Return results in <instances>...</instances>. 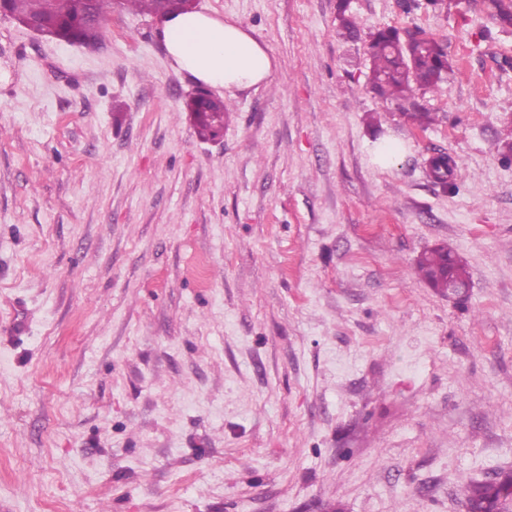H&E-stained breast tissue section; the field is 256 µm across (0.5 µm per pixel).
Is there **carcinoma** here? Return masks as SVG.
<instances>
[{"label": "carcinoma", "mask_w": 512, "mask_h": 512, "mask_svg": "<svg viewBox=\"0 0 512 512\" xmlns=\"http://www.w3.org/2000/svg\"><path fill=\"white\" fill-rule=\"evenodd\" d=\"M134 11L155 15L165 9L183 8L182 0H125ZM490 17L501 27L512 26V6L504 0H490ZM3 12L19 21L38 23L46 33L65 41L100 44L108 34L104 24L89 23L81 0H4ZM337 35L344 40L359 38L358 26L348 14V3L338 6ZM370 61V86L382 99L411 103L407 120L420 128L435 121L432 113L413 102V88L436 90L448 79L452 66L444 46L433 38L404 39L395 28L375 33L367 45ZM231 105L222 100L191 101L195 130L199 137L212 139L224 129V116ZM449 163L440 156L429 165L430 176L447 182ZM417 272L430 287L441 290L448 281L470 282V275L462 259L445 246L435 247L417 260ZM468 512H512V472H499L489 481H478L466 489Z\"/></svg>", "instance_id": "cac0c4a2"}]
</instances>
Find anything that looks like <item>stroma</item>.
<instances>
[{"mask_svg": "<svg viewBox=\"0 0 512 512\" xmlns=\"http://www.w3.org/2000/svg\"><path fill=\"white\" fill-rule=\"evenodd\" d=\"M349 2L355 42L338 0H196L274 61L217 141L153 16L86 49L0 14V512H467L512 471V27ZM387 27L447 47L428 128L370 90ZM417 272L422 281L431 288H448V298H458L453 288L448 287V279L461 284H469L470 275L462 259L454 255L445 246L435 247L417 260Z\"/></svg>", "mask_w": 512, "mask_h": 512, "instance_id": "35a3bbf8", "label": "stroma"}]
</instances>
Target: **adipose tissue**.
<instances>
[{
    "label": "adipose tissue",
    "instance_id": "ef3b65f1",
    "mask_svg": "<svg viewBox=\"0 0 512 512\" xmlns=\"http://www.w3.org/2000/svg\"><path fill=\"white\" fill-rule=\"evenodd\" d=\"M160 31L176 69L211 87L248 89L273 74L265 48L236 24L189 12L164 18Z\"/></svg>",
    "mask_w": 512,
    "mask_h": 512
}]
</instances>
